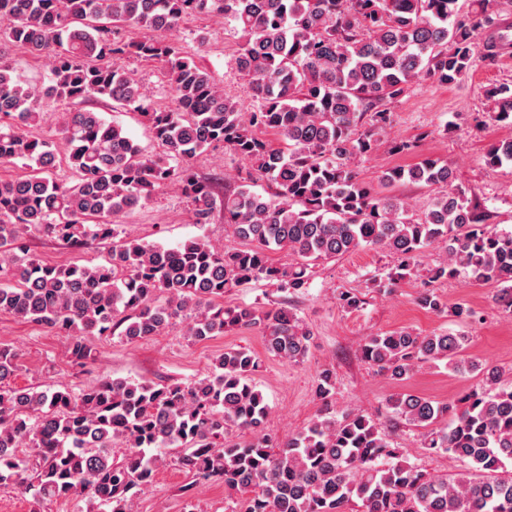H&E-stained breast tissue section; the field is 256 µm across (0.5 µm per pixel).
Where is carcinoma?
<instances>
[{
    "mask_svg": "<svg viewBox=\"0 0 512 512\" xmlns=\"http://www.w3.org/2000/svg\"><path fill=\"white\" fill-rule=\"evenodd\" d=\"M0 0V166L25 171L0 181V313L71 337L72 361L95 360L90 336L127 341L164 333L176 323L195 341L260 326L265 349L291 364L304 361L314 334L288 307L224 306V292L252 281L297 293L317 262L367 247L396 259L388 285L423 273L416 304L441 312L437 282L466 278L495 285L494 302L512 312V230L487 223L455 185L446 160L425 157L362 179L356 164L380 145L392 123L388 103L415 83L451 84L473 68L474 48L500 31L512 0ZM192 14H222L239 41L237 70L257 109L245 112L214 75L177 43L130 41L129 27L173 31ZM47 56L46 84L15 74L4 46ZM130 55L162 64L173 103L158 107L121 61ZM489 116L512 126V82L485 92ZM74 106L59 125L61 143L26 136L56 111ZM93 103L133 110L163 154L153 157ZM222 145L246 163L224 185L199 176L194 160ZM485 162L512 164V138L490 145ZM261 180L274 198L253 190ZM173 185L193 204L198 224L222 197L224 223L245 241L218 250L203 240L175 247L122 236V218ZM412 184L432 196L419 215L390 189ZM79 249L112 241L105 263L46 264L28 252L31 234ZM447 257L425 265L428 249ZM283 250L287 265L269 261ZM348 311L365 301L336 294ZM464 333L421 335L401 329L371 334L362 360L401 382L420 363L445 360L480 386L451 403L400 392L388 405L420 428L422 447L448 453L464 470L431 474L361 412L337 417L336 374L314 385L317 416L283 441L265 433L270 413L252 383L261 367L246 349H227L194 382L153 383L104 376L77 391L13 386L19 351L0 345V490L40 504L84 496L98 512H134L163 453L193 481L243 495L241 512H512V379L504 369L462 357ZM236 429L252 435L241 446ZM125 448L121 458L113 448ZM29 448L34 458L20 456Z\"/></svg>",
    "mask_w": 512,
    "mask_h": 512,
    "instance_id": "carcinoma-1",
    "label": "carcinoma"
}]
</instances>
